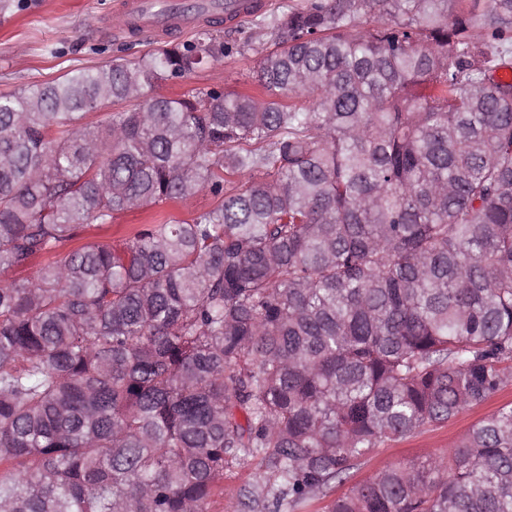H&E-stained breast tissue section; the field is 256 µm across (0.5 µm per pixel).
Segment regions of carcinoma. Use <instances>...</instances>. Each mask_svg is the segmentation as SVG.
<instances>
[{"instance_id":"1","label":"carcinoma","mask_w":512,"mask_h":512,"mask_svg":"<svg viewBox=\"0 0 512 512\" xmlns=\"http://www.w3.org/2000/svg\"><path fill=\"white\" fill-rule=\"evenodd\" d=\"M220 24L0 95V273L52 256L0 285V512H217L255 457L240 512H297L512 385V0H302L267 98L150 94ZM325 512H512V403ZM215 199L208 191H202L183 204L175 207H165V210L176 220L190 219L191 216L200 210L213 207ZM151 212L142 209L126 211L117 215L112 224H92L84 229L80 243L100 241L119 245L141 224H145ZM260 472L258 460L247 466L232 468L224 475V500L218 505L219 512H240L239 499L242 489L253 482L255 475Z\"/></svg>"}]
</instances>
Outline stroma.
I'll return each instance as SVG.
<instances>
[{"mask_svg": "<svg viewBox=\"0 0 512 512\" xmlns=\"http://www.w3.org/2000/svg\"><path fill=\"white\" fill-rule=\"evenodd\" d=\"M115 0H25L19 11L0 14V94L55 81L75 69L104 65L118 57L132 58L166 42L185 40L188 31L157 36L143 31L114 34ZM260 44L241 54L207 65L191 77L168 81L156 92L177 97L191 89H220L227 92H256ZM148 218L144 210L117 215L112 223L86 227L82 241L119 245ZM512 402V386L483 404L460 412L442 426H426L414 434L375 449L353 470L349 480L336 484L341 495L388 467L427 456L447 454L477 421L502 404Z\"/></svg>", "mask_w": 512, "mask_h": 512, "instance_id": "obj_1", "label": "stroma"}]
</instances>
